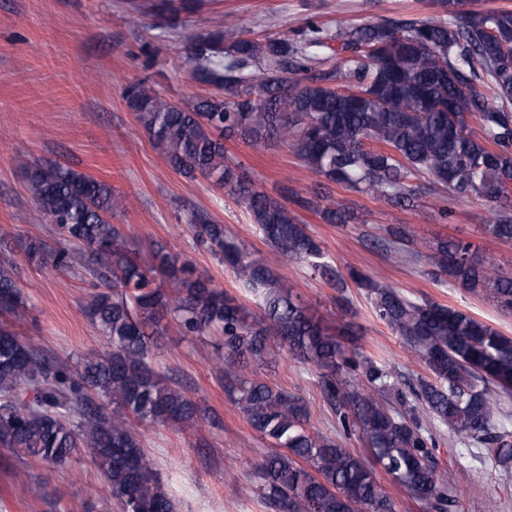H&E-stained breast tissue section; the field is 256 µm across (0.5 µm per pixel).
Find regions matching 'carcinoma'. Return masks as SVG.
<instances>
[{
  "instance_id": "cac0c4a2",
  "label": "carcinoma",
  "mask_w": 512,
  "mask_h": 512,
  "mask_svg": "<svg viewBox=\"0 0 512 512\" xmlns=\"http://www.w3.org/2000/svg\"><path fill=\"white\" fill-rule=\"evenodd\" d=\"M443 6L444 16L386 19L340 28L334 37L312 25L292 37L239 35L229 42L224 34L237 23L226 15L187 45L194 78L216 92L185 105L162 98L147 79L125 92L127 107L174 171L234 197L278 255L306 262L339 292L351 283L365 290L378 319L429 376L404 388L392 369L348 353L272 265L252 257L208 213L193 212L188 223L254 293L258 316L162 245L150 263L139 262L112 223L126 202L109 184L67 164L19 157L37 215L81 246L80 260L98 281L84 312L107 350L74 373L1 324L0 449L26 463L63 467L85 448L119 512H176L132 427L201 417L197 402L151 365L169 316L186 336L219 337L224 392L271 447L258 464L271 512H397L361 455L310 427L301 398L241 375L244 363L265 362L275 346L318 368L338 427L358 435L375 463L428 512H449L450 502L426 417L511 471L512 434L499 416L503 398L512 396V337L468 312L410 298L356 267L341 274L295 213L355 222L350 206L323 205L333 185L413 211L424 187L446 188L492 206L496 219L484 233L512 241V11H464L458 0ZM472 120L481 135L469 131ZM229 139L263 149L284 144L320 182L306 195L287 186L277 197L262 191L227 155ZM386 233L393 261L420 258L405 228ZM24 255L57 269L72 265L67 249L40 239L26 242ZM428 260L434 275L512 312V275L470 243L440 241ZM16 275L13 262L1 259L0 316L22 304ZM359 367L365 388L344 375Z\"/></svg>"
}]
</instances>
